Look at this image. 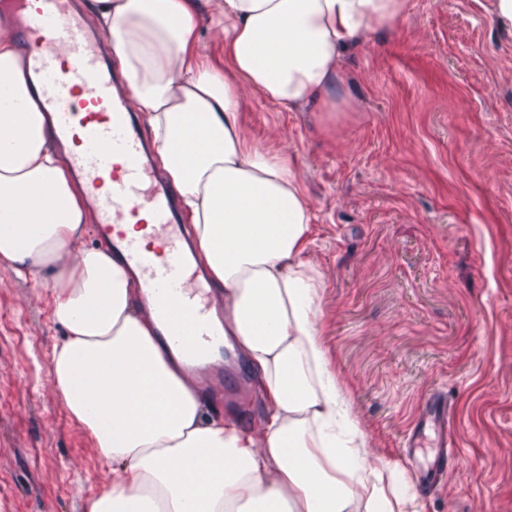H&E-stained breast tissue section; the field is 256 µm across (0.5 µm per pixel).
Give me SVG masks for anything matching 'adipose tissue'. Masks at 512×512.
I'll return each mask as SVG.
<instances>
[{"instance_id": "1", "label": "adipose tissue", "mask_w": 512, "mask_h": 512, "mask_svg": "<svg viewBox=\"0 0 512 512\" xmlns=\"http://www.w3.org/2000/svg\"><path fill=\"white\" fill-rule=\"evenodd\" d=\"M411 0H92L129 102L178 191L243 359L258 416L213 417L181 344L161 338L137 274L102 245L84 187L29 90L25 46L0 26V265L52 271L51 361L70 417L112 467L84 512H405L320 328L324 273L312 207L287 141L242 121L246 94L281 112H332L346 53ZM224 47L202 49L199 17Z\"/></svg>"}]
</instances>
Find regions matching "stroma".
<instances>
[{
    "instance_id": "stroma-1",
    "label": "stroma",
    "mask_w": 512,
    "mask_h": 512,
    "mask_svg": "<svg viewBox=\"0 0 512 512\" xmlns=\"http://www.w3.org/2000/svg\"><path fill=\"white\" fill-rule=\"evenodd\" d=\"M489 2L411 0L347 54L352 111H243L304 173L322 330L373 448L413 474L423 401L452 406L464 461L411 512H512V30ZM53 307L0 267V512H83L112 479L52 387Z\"/></svg>"
}]
</instances>
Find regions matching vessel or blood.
I'll use <instances>...</instances> for the list:
<instances>
[{"label":"vessel or blood","mask_w":512,"mask_h":512,"mask_svg":"<svg viewBox=\"0 0 512 512\" xmlns=\"http://www.w3.org/2000/svg\"><path fill=\"white\" fill-rule=\"evenodd\" d=\"M23 10L18 27L27 41L30 88L56 115L59 136L70 146L67 163L85 186L103 240L125 264L139 270L161 314L194 310L189 355L207 359L222 339L211 327L208 306L184 291L187 258L178 236V200L151 166L139 117L118 93L101 37L88 33L82 13L71 10L67 0H23ZM60 46L66 51L62 59L55 54ZM142 213L166 239V254L142 251L123 232V225L136 222ZM428 442L436 453L420 465L419 479L434 482L460 463L451 408L438 393L427 399L405 437L409 448Z\"/></svg>","instance_id":"1"}]
</instances>
